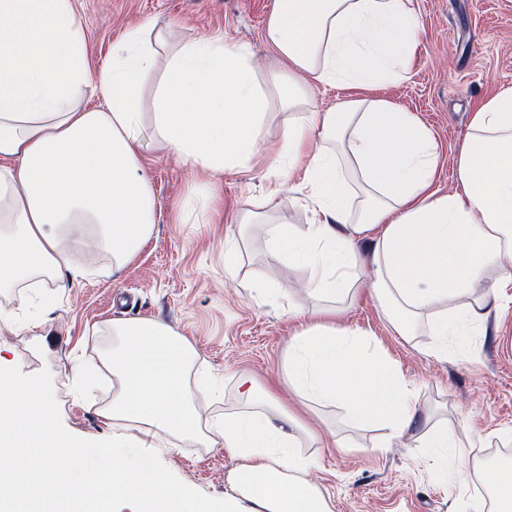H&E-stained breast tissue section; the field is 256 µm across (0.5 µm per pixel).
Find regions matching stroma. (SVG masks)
<instances>
[{"label":"stroma","instance_id":"1","mask_svg":"<svg viewBox=\"0 0 512 512\" xmlns=\"http://www.w3.org/2000/svg\"><path fill=\"white\" fill-rule=\"evenodd\" d=\"M422 23L410 62V77L370 89L413 113L428 127L439 148L434 187L441 194L457 187L453 158L468 143L475 106L512 88V0H414ZM274 0H76L91 67L110 57L112 44L132 24L168 20L186 36L224 38L256 57L272 60L263 38ZM156 224L149 241L113 277L110 256L75 251L96 269L66 291L46 279L36 286L0 293V372L33 387L52 403L51 433L100 448L112 439L102 416L112 400V379L104 360L112 348V324L129 319L162 321L184 336L198 360L189 377L203 420L246 411L235 377L252 375L264 388L282 387L290 320L286 299L298 296L304 267L290 275L264 262V227L241 224L251 209L292 232L310 224L300 179L274 205L263 203L266 159L249 170L225 172L219 181L189 170L173 155L147 151ZM223 202L211 224H186L183 206L211 183ZM242 235L252 255L238 273L224 269V240ZM341 325L369 333L387 352L421 408L412 437L401 445L375 447V431L345 426L340 406L312 407L300 415L321 432L335 431L338 447L303 439L302 454L313 463L312 480L331 512H467L482 496L481 476L503 446L512 447V288L490 295L485 323L466 338L460 355L439 357L427 331L401 337L382 317L375 298L362 291ZM449 424L470 439L462 465L442 472L433 451L419 445L432 426ZM124 466L152 458L179 487L209 500L223 512L229 479L238 458L221 448L174 443L154 428L129 430Z\"/></svg>","mask_w":512,"mask_h":512}]
</instances>
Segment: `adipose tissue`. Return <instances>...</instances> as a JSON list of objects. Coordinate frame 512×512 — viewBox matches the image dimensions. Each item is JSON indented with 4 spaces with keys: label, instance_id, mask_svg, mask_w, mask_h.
<instances>
[{
    "label": "adipose tissue",
    "instance_id": "1",
    "mask_svg": "<svg viewBox=\"0 0 512 512\" xmlns=\"http://www.w3.org/2000/svg\"><path fill=\"white\" fill-rule=\"evenodd\" d=\"M263 34L269 67L245 46L185 38L156 19L127 28L93 68L73 0H0V290L45 274L71 287L78 248L111 254L120 276L156 223L144 143L214 176L252 168L276 113L304 111L312 84L405 79L421 19L413 0H275ZM437 163L435 139L412 113L353 96L286 125L266 172L267 200L298 175L315 215L298 234L266 229L265 261L308 271L302 300L288 303L289 316L312 319L288 340L285 387L302 404L343 406L352 427L381 429L382 448L410 435L418 404L382 348L337 325V309L368 288L399 335L426 328L443 356L450 337L487 318L491 289L512 286V90L475 110L453 160L455 192L433 190ZM112 336L119 388L105 418L237 456L224 512H328L297 452L301 433L319 434L277 394L238 375L258 411L201 430L185 388L197 360L186 338L150 319L113 322ZM52 418L34 389L0 376V455L9 459L0 512H120L123 502L135 512H211L152 459L124 466L125 434L90 456L48 434ZM43 483L52 497L40 495Z\"/></svg>",
    "mask_w": 512,
    "mask_h": 512
}]
</instances>
